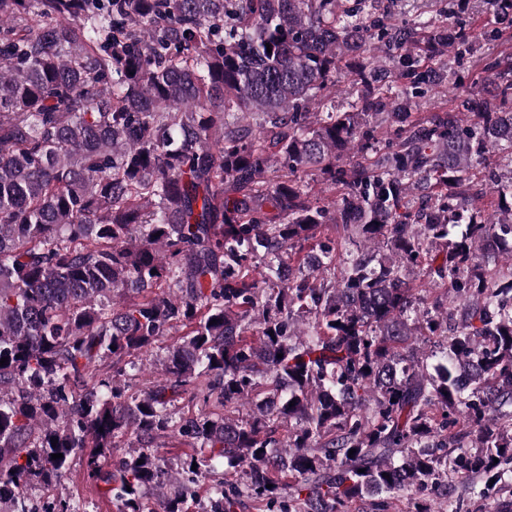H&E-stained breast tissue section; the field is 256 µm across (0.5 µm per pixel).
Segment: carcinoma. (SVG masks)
I'll list each match as a JSON object with an SVG mask.
<instances>
[{"label": "carcinoma", "mask_w": 512, "mask_h": 512, "mask_svg": "<svg viewBox=\"0 0 512 512\" xmlns=\"http://www.w3.org/2000/svg\"><path fill=\"white\" fill-rule=\"evenodd\" d=\"M389 15L0 0V512H86L32 498L76 457L117 512L207 479L202 512H458L474 477L476 512H512V170L470 206L486 152L512 167V53L481 111L423 116L475 42Z\"/></svg>", "instance_id": "obj_1"}]
</instances>
